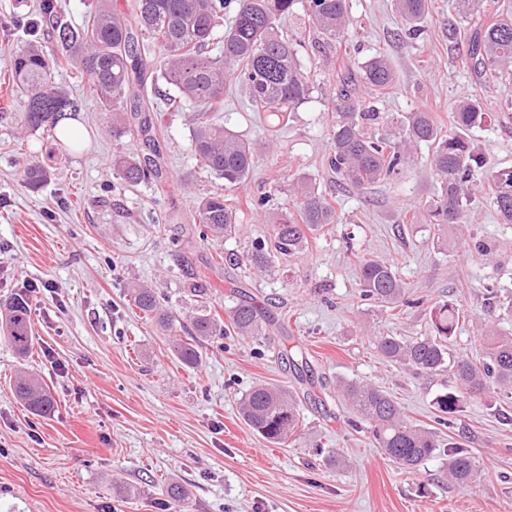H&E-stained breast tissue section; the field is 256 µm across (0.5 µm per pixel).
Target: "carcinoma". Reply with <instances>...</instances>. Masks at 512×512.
<instances>
[{"mask_svg":"<svg viewBox=\"0 0 512 512\" xmlns=\"http://www.w3.org/2000/svg\"><path fill=\"white\" fill-rule=\"evenodd\" d=\"M229 26H224V10L230 0H127L126 9L112 0H96L88 20L77 27L57 25V48L36 40L10 56L13 87L23 97L24 126L30 131L55 128L80 110L74 98L55 82V70L75 66L88 78L94 98L112 113L116 134L137 131L145 135L150 153L144 156L120 154L114 159L116 175L122 183L162 185L161 149L151 135V113L176 109L188 101L200 112L224 107V87L245 86L254 111L265 115L267 131L276 133L288 124L292 113L306 103L314 87L297 59L296 42L284 35L280 21L302 4L329 47L343 36L348 26L346 0H236ZM461 23L448 22V40L462 39L466 54L463 65L485 85L501 73L512 70V0H502L497 13L478 17L482 0H455ZM403 20L404 36L415 39L419 24L431 8V0H393ZM222 51L212 55L216 39ZM161 54L160 66L154 57ZM336 76L341 88L331 97L332 123L329 166L343 181L354 187L375 183L396 172L420 144L434 146L431 165L441 183V195L431 217L435 224L469 223V205L475 189L474 177L485 166V158L468 139V132L490 119L479 98L463 100L453 112L455 131L443 133L427 112H405L385 121L382 133L369 129L379 124L380 113L367 105L356 92L363 85L372 95H383L396 85V74L387 58L376 55L354 73L345 55L336 53ZM165 83L170 93L160 91ZM49 97L52 110L32 112L29 104L36 96ZM191 149L202 173L224 180V188L245 184L260 148L232 130L199 118L192 131ZM47 170L40 164L28 166L24 181L37 187ZM490 203L505 224H512V170L491 173L488 180ZM293 191L298 198L294 210L282 213L273 225L269 241L256 243L250 263L262 269L271 256H291L308 244V234L325 224L339 222V214L323 194L305 178L297 179ZM241 209L214 192L198 204V221L215 238L227 236L241 223ZM361 292L366 299L396 310L407 304L405 287L394 265L383 259L357 258ZM135 306L157 320L165 329L172 319L161 311L152 289L130 288ZM8 339L15 351L24 355L32 344L30 308L26 297L5 304ZM229 325L216 314L200 311L192 321L193 342L176 344L180 362L194 367L200 360L198 342L233 329L241 336H260L266 315L261 309L239 303L229 311ZM432 335L403 338L380 336L375 348L388 363L404 364L422 372L450 370L453 389L433 400L437 422L453 425L468 404L482 401L494 392L512 397V336L490 327L485 332L482 357H454L448 340L459 325V309L443 303L431 309ZM355 417L369 423L375 447L401 470L411 472L432 457L439 448L436 433L406 421L401 407L380 387L366 381L341 385ZM16 397L35 415L51 413L53 401L40 380L21 376L15 383ZM241 416L258 435L273 444L284 442L300 423L298 403L285 390L268 386L252 388L243 398ZM475 460L466 448L448 447V480L457 486L476 481ZM167 495L174 512H188V494L173 485Z\"/></svg>","mask_w":512,"mask_h":512,"instance_id":"1","label":"carcinoma"}]
</instances>
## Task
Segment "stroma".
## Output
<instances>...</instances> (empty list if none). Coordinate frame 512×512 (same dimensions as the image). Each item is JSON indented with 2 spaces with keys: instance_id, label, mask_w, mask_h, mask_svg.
Listing matches in <instances>:
<instances>
[{
  "instance_id": "stroma-1",
  "label": "stroma",
  "mask_w": 512,
  "mask_h": 512,
  "mask_svg": "<svg viewBox=\"0 0 512 512\" xmlns=\"http://www.w3.org/2000/svg\"><path fill=\"white\" fill-rule=\"evenodd\" d=\"M40 2L0 0V55L32 37L54 41ZM432 2L420 39L403 40L393 0H347L342 45L354 68L378 53L391 61L397 84L379 111L429 112L447 131L476 78L455 65L462 51L448 40L453 0ZM281 26L298 41L317 90L274 137L243 87L225 90L211 120L259 144L275 139L277 149L235 191L199 175L190 148L194 105L155 115L163 182L131 187L117 178L112 157L147 146L138 134L113 137L111 113L79 70L55 72L83 101L67 146L55 131L22 129L10 67L0 66V301L27 294L33 336L20 358L0 328V512H172L174 483L190 490L191 512H512V400L491 410L473 404L442 426L431 402L452 386L450 372L387 363L372 346L381 333L428 334L431 307L445 301L462 314L448 342L453 354L479 356L489 318L512 333V316L501 317L498 306L512 295V224L500 222L480 174L471 223L449 227L440 245L428 216L439 180L425 144L382 181H340L327 163L336 60L321 53L322 37L303 10ZM482 99L493 120L473 129L470 141L488 169H512V75L491 83ZM35 162L51 173L32 191L23 178ZM298 177L335 199L341 223L322 226L299 254L264 270L225 267V249L253 250L276 215L293 208L289 185ZM213 191L270 201L245 211L234 238L216 241L201 236L196 218L199 200ZM358 254L392 260L412 306L383 314L362 300ZM133 282L154 289L173 332L134 305ZM195 283L202 296L191 295ZM491 284L497 295H488ZM243 299L273 317L269 335L212 337L199 364L184 366L173 342L190 341L191 318L203 309L227 317ZM23 373L49 390L50 416H33L15 397ZM356 379L389 392L408 420L441 442L471 450L479 482L449 483L443 450L411 473L386 459L365 429L349 424L339 383ZM259 384L299 401L301 423L285 444L265 440L238 413L241 396Z\"/></svg>"
}]
</instances>
